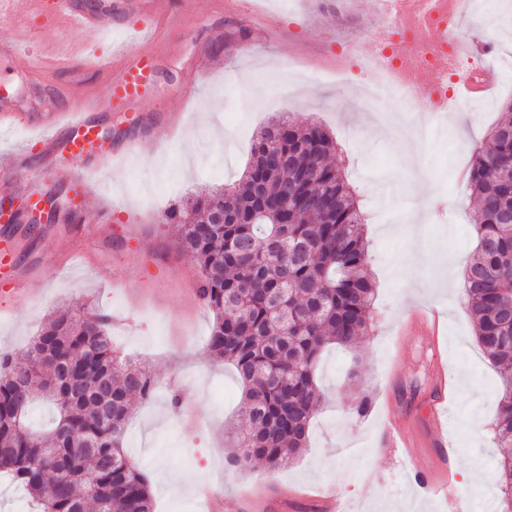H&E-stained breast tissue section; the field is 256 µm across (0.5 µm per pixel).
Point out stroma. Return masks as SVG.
Listing matches in <instances>:
<instances>
[{"mask_svg":"<svg viewBox=\"0 0 512 512\" xmlns=\"http://www.w3.org/2000/svg\"><path fill=\"white\" fill-rule=\"evenodd\" d=\"M188 0L175 28L159 26L168 43L160 94L128 112H96L114 159L97 175L85 199L75 198L63 177L44 188L71 221L45 222L29 232L28 213L0 225L20 284L0 277V353H16L36 336L58 307L86 303L112 317V336L153 374L155 393L134 400L124 451L150 482L155 512H199L198 485L223 490L219 512H243L239 491L271 476L283 491L317 498L334 492L346 512H397L385 490L401 489L414 512H493L505 504L494 480L497 448L492 424L499 378L472 336L463 290L437 288L439 261L469 258L475 243L477 206L467 188L471 149L504 119L512 100V0H474V12L457 38L481 45L477 57L496 69L491 95L461 104L463 122L441 132L409 130L405 112L360 97V82L375 83L369 70L334 79L336 54L353 42L371 56L374 0ZM100 53L135 55L140 34L133 26L72 33ZM209 59L197 69L198 50ZM22 61L0 62V96L32 113L63 104V92L86 90L91 71L57 69L43 83L28 80ZM314 121L334 134L348 179L366 212L368 270L375 288V327L354 351L331 349L318 379L326 396L315 414L307 448L275 471L261 463L239 470L227 461L228 431L244 407L242 385L232 366L206 352L214 314L198 296L200 271L183 252L160 213L175 202L238 180L252 141L272 119ZM136 143L129 158L124 147ZM426 175L442 201L433 213L417 194ZM110 235H99L102 221ZM437 312L434 336H404L410 318ZM447 366L437 387L434 360ZM180 392L172 407V392ZM368 394L371 406L358 414L355 401ZM439 413L459 450L454 462L475 472L464 497H417L398 455L385 447V418L411 428L422 455L432 451L426 421Z\"/></svg>","mask_w":512,"mask_h":512,"instance_id":"stroma-1","label":"stroma"}]
</instances>
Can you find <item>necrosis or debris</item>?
<instances>
[{
	"label": "necrosis or debris",
	"instance_id": "necrosis-or-debris-1",
	"mask_svg": "<svg viewBox=\"0 0 512 512\" xmlns=\"http://www.w3.org/2000/svg\"><path fill=\"white\" fill-rule=\"evenodd\" d=\"M415 0H377V14L387 27L390 37L379 44L378 52L371 66L385 77L384 83L369 87L371 98L378 103H392L407 109L412 128L425 133L431 130L437 116L436 102L447 100L448 84L436 82L430 91L432 106L412 109L413 102L410 70L404 57L391 51V38H398L410 46H418L424 30L431 28L448 30V40L420 48V64L423 70H431L438 56L448 58V70L456 78L475 77L480 68L459 50L454 32L463 15L468 14L470 0H427L428 9L424 16H417Z\"/></svg>",
	"mask_w": 512,
	"mask_h": 512
}]
</instances>
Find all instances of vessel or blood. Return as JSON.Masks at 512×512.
Masks as SVG:
<instances>
[{
	"label": "vessel or blood",
	"mask_w": 512,
	"mask_h": 512,
	"mask_svg": "<svg viewBox=\"0 0 512 512\" xmlns=\"http://www.w3.org/2000/svg\"><path fill=\"white\" fill-rule=\"evenodd\" d=\"M120 7L138 29L156 28L173 16L172 0H121ZM44 18L51 29L83 28L93 25V18L75 7L72 0H0V26L7 27L25 18ZM165 43L150 39L135 57H98L87 43H65L61 38L43 42L38 53H31L26 41L0 40V59H22L34 64L37 59L53 58L78 67L94 66L100 76L90 93L68 95L65 105L50 108L39 125L40 154L20 151L12 155L14 170L26 180L41 179L56 169L57 152L66 149L83 162L81 169L69 172L68 179L75 194H84L90 176L102 171L112 160L111 150L105 149L96 127L86 114L90 109L122 111L133 103L157 96L161 79L159 65L165 58ZM497 74L486 70L479 79L467 80L458 88L460 97H478L495 84ZM384 443L400 456V463L413 477V488L424 497L448 491V470L452 464L453 448L442 447L430 462H422L420 453L411 442L410 433L403 428L387 427L382 435ZM241 501L246 512H292V497L266 496L256 499L245 492Z\"/></svg>",
	"instance_id": "obj_1"
}]
</instances>
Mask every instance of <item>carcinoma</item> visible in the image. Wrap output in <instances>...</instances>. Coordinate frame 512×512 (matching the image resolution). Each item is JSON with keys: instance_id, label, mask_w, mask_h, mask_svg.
Returning <instances> with one entry per match:
<instances>
[{"instance_id": "1", "label": "carcinoma", "mask_w": 512, "mask_h": 512, "mask_svg": "<svg viewBox=\"0 0 512 512\" xmlns=\"http://www.w3.org/2000/svg\"><path fill=\"white\" fill-rule=\"evenodd\" d=\"M287 162L272 170L267 153ZM318 124L282 119L263 130L241 179L172 204L164 223L199 265V295L214 312L206 350L244 384L246 432L230 461L268 470L307 447L322 397L317 364L330 345L354 348L373 330L362 214ZM468 184L479 203L477 244L464 268L477 345L498 369L495 479L512 492V118L472 150ZM110 317L85 306L55 313L25 350L0 354V473L39 512H153L145 473L123 452L134 398L154 377L112 347ZM45 395L42 432L28 423ZM50 448L56 464L42 461Z\"/></svg>"}]
</instances>
